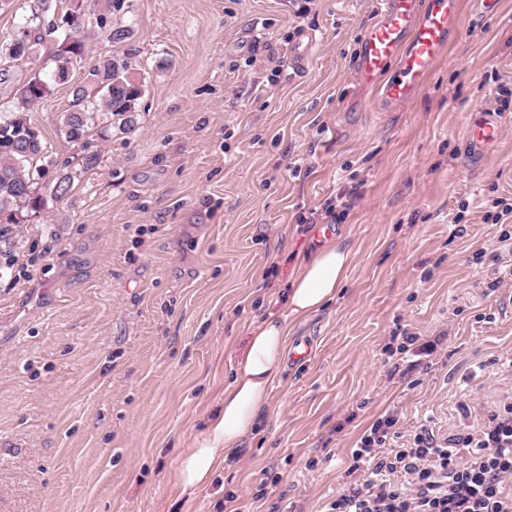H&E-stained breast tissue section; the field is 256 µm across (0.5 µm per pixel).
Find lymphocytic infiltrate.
I'll use <instances>...</instances> for the list:
<instances>
[{
  "instance_id": "1",
  "label": "lymphocytic infiltrate",
  "mask_w": 512,
  "mask_h": 512,
  "mask_svg": "<svg viewBox=\"0 0 512 512\" xmlns=\"http://www.w3.org/2000/svg\"><path fill=\"white\" fill-rule=\"evenodd\" d=\"M398 412L380 415L351 452L362 483L337 494L332 512H512V403L471 433L437 441L428 429L389 447Z\"/></svg>"
}]
</instances>
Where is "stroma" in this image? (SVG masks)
Here are the masks:
<instances>
[{"label":"stroma","mask_w":512,"mask_h":512,"mask_svg":"<svg viewBox=\"0 0 512 512\" xmlns=\"http://www.w3.org/2000/svg\"><path fill=\"white\" fill-rule=\"evenodd\" d=\"M377 0H124L29 112L45 208L17 224L0 279V512H329L351 451L386 411L393 446L475 430L512 400V245L483 216L512 199V0L459 33L423 90L390 109L357 74ZM316 35L303 76L288 52ZM143 84L131 130L97 112L60 133L101 57ZM502 119L481 150L473 109ZM98 157L63 197L57 178ZM461 235H453V217ZM333 228L356 258L336 301L289 320L314 343L273 383L221 477L183 494L200 439L300 258ZM408 334L437 344L414 369Z\"/></svg>","instance_id":"stroma-1"}]
</instances>
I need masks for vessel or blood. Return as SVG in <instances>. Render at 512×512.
I'll return each instance as SVG.
<instances>
[{"mask_svg": "<svg viewBox=\"0 0 512 512\" xmlns=\"http://www.w3.org/2000/svg\"><path fill=\"white\" fill-rule=\"evenodd\" d=\"M460 13L461 0H377V21L362 38L357 72L365 83L378 84L379 104L401 105L418 94L457 34ZM314 43L312 32L296 37L293 68L304 70ZM499 128L495 113L473 111L471 144L478 147L493 140Z\"/></svg>", "mask_w": 512, "mask_h": 512, "instance_id": "b4317fda", "label": "vessel or blood"}]
</instances>
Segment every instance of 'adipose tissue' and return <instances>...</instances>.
I'll use <instances>...</instances> for the list:
<instances>
[{
    "instance_id": "1",
    "label": "adipose tissue",
    "mask_w": 512,
    "mask_h": 512,
    "mask_svg": "<svg viewBox=\"0 0 512 512\" xmlns=\"http://www.w3.org/2000/svg\"><path fill=\"white\" fill-rule=\"evenodd\" d=\"M355 261L351 247L332 240L302 260L283 296L284 313H271L256 322L248 348L237 363L224 398L210 418L203 437L182 459L179 480L184 493L207 488L221 465L234 456L251 434L270 400L272 384L287 358V318L318 313L335 301Z\"/></svg>"
}]
</instances>
